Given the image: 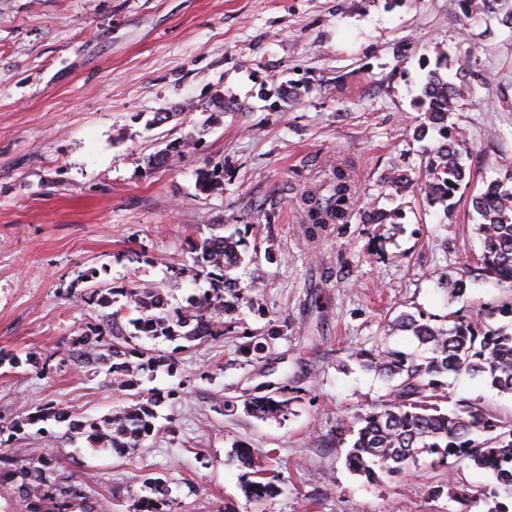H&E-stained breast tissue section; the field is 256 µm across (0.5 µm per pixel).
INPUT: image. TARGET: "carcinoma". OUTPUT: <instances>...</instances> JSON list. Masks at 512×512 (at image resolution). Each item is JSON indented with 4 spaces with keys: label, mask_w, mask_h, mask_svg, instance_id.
Listing matches in <instances>:
<instances>
[{
    "label": "carcinoma",
    "mask_w": 512,
    "mask_h": 512,
    "mask_svg": "<svg viewBox=\"0 0 512 512\" xmlns=\"http://www.w3.org/2000/svg\"><path fill=\"white\" fill-rule=\"evenodd\" d=\"M448 6L464 28L479 15L512 28V0H450ZM469 91L464 68L456 66L447 54L439 55L416 96L423 121L414 128L412 138L432 140L421 168L423 180L416 184L409 174L392 170L382 178L384 187L397 194L417 187L430 205L441 206L445 211L454 208L457 193L469 189L471 183V172L463 163L469 141L456 127L448 125V118ZM196 146L195 137L187 134L173 149L146 157V164L151 168L165 166L174 155H185ZM223 180L224 169L217 165L200 175L198 187L211 191ZM510 180L511 172L502 179L484 183L482 189L471 195L472 209L478 216L480 254L473 256L461 271L442 277L440 285L449 298L464 295L467 274L474 270L501 288H512V187L507 186ZM354 189L353 175L338 164L330 181L303 191L305 220L311 235L323 232L331 224L349 222ZM401 217L397 209L387 210L374 204L362 212L361 222L394 224ZM244 246V238L234 234H212L192 242L193 265L179 273L202 276L210 288L190 301L188 307L174 312L157 288L91 291L89 300L100 307L112 306L114 295L119 294L141 316L131 320L135 333L130 337L99 330L93 336L80 337L79 344L107 369L112 385L124 391L137 390L141 372L164 365L166 359L147 356V352L131 345V338L201 341L221 336L227 311L241 302L250 306L258 303L260 293L243 294L232 276L246 257ZM499 315L511 317L512 305L486 308L475 321L456 316L446 328L401 312L388 327L410 333L418 342L417 350L406 352L385 346L376 354L363 350L356 353L355 359L363 367L387 378L390 391L385 401L359 414L348 427L353 435L346 454L349 470L368 480L377 478L379 471L399 474L426 451L438 455L440 463L453 457L492 472L505 496L512 500V420L467 400H459L447 409L440 406L447 398L440 377L462 371L483 377L497 394L512 396V331L496 325ZM267 346L268 342L251 336L243 342L241 350L260 360ZM133 356L137 360H131ZM288 394V388L282 386L274 392L249 397L244 401V410L256 418L276 419L288 412L292 401ZM45 419L65 425L67 435L86 439L89 447L118 457L137 453L156 430L150 401L87 420H73L65 409L50 407L26 418V422ZM0 486L16 494L26 512H43L49 502L56 512H69L75 507L81 512H97L88 494L60 485L55 455L49 451L21 454L16 448L0 445ZM146 486L153 497L143 502L142 509L158 512L167 501L166 482L150 478ZM242 490L257 502L272 493L271 485L261 480L244 482Z\"/></svg>",
    "instance_id": "cac0c4a2"
}]
</instances>
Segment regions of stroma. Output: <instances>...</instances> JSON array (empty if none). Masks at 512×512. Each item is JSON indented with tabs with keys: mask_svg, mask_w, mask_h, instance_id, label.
Segmentation results:
<instances>
[{
	"mask_svg": "<svg viewBox=\"0 0 512 512\" xmlns=\"http://www.w3.org/2000/svg\"><path fill=\"white\" fill-rule=\"evenodd\" d=\"M484 28L461 37L448 0H0V438L39 450L43 432L56 434L59 473L103 512H136L149 477L168 485L164 512H486L502 500L490 472L426 452L404 474L367 480L345 464L351 435L336 432L389 392L352 352L414 349L386 332L397 313L444 326L512 300L472 279L448 301L441 276L480 250L473 216L410 192L383 198L380 183L395 167L419 175V60L440 52L471 86L451 117L471 139L467 168L491 179L512 163V30ZM287 82L305 87L289 108L277 96ZM218 92L242 108L212 123ZM159 112L168 120L155 123ZM187 133L196 152L146 166ZM336 159L353 171L356 217L312 239L297 200ZM217 162L223 190L200 191L198 172ZM375 198L402 208L401 223H360ZM216 224L244 232L250 260L236 275L263 297L225 315L221 336L139 338L172 365L140 378L158 402L157 434L119 458L51 420L11 430L51 405L78 420L132 405L81 354L77 337L104 326L106 310L80 296L150 284L186 306L190 243ZM247 335L271 336L262 360L241 352ZM269 384L297 393L287 414H245ZM443 387L512 418V399L481 378L449 375ZM239 448L275 486L263 501L241 489Z\"/></svg>",
	"mask_w": 512,
	"mask_h": 512,
	"instance_id": "35a3bbf8",
	"label": "stroma"
}]
</instances>
